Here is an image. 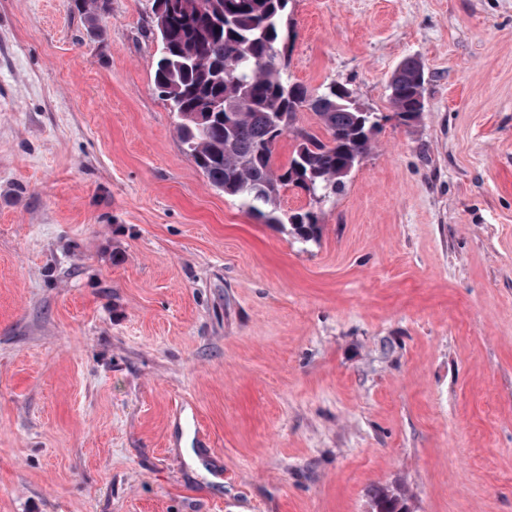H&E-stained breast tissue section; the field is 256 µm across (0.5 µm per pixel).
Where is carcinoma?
I'll return each mask as SVG.
<instances>
[{"label":"carcinoma","instance_id":"1","mask_svg":"<svg viewBox=\"0 0 512 512\" xmlns=\"http://www.w3.org/2000/svg\"><path fill=\"white\" fill-rule=\"evenodd\" d=\"M291 0H154L169 16L155 25L161 55L154 73L159 95L181 114L178 133L209 183L270 225L291 226L305 242L321 233L315 206L285 211L282 190L294 186L328 198L373 149L379 116L356 105L342 84L312 93L288 76ZM389 81V100L404 123L425 111L418 88L425 67L405 58ZM320 121L319 136L296 126L299 112ZM296 145L276 165L268 148L285 135ZM402 494L379 488L375 512H396Z\"/></svg>","mask_w":512,"mask_h":512}]
</instances>
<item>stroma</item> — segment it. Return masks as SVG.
I'll return each mask as SVG.
<instances>
[{"label":"stroma","mask_w":512,"mask_h":512,"mask_svg":"<svg viewBox=\"0 0 512 512\" xmlns=\"http://www.w3.org/2000/svg\"><path fill=\"white\" fill-rule=\"evenodd\" d=\"M152 3L0 0V512H512V0H292L380 117L309 242L185 153ZM398 70V75L395 71ZM389 81V100L404 124L417 119L425 111L418 88L425 83V67L415 57L405 58L396 68Z\"/></svg>","instance_id":"1"}]
</instances>
